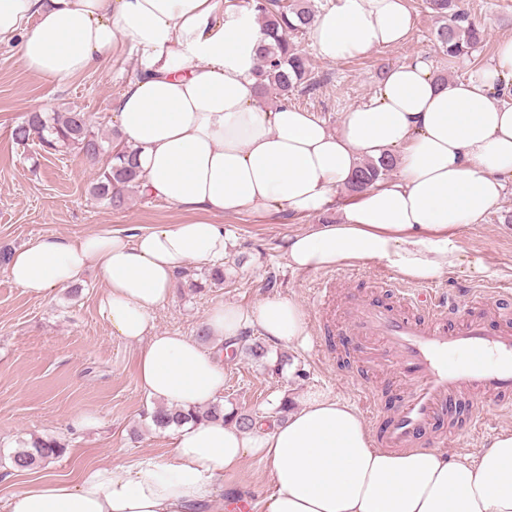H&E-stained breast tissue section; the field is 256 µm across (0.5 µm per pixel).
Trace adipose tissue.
<instances>
[{"mask_svg": "<svg viewBox=\"0 0 512 512\" xmlns=\"http://www.w3.org/2000/svg\"><path fill=\"white\" fill-rule=\"evenodd\" d=\"M413 27L406 0H339L308 37L336 61L404 43ZM122 38L138 52L140 72L113 117L136 151L140 190L190 217L76 239L45 235L14 250L6 271L29 296L46 299L96 270L105 283L99 313L114 336L138 346V383L154 402L223 401L222 358L245 328L278 344L306 343V316L290 298L215 307L209 350L155 331L154 313L190 263L223 266L217 217L324 211L361 160L390 154L397 172L342 206L338 222L288 237L289 267L375 262L420 283L487 274L457 231L512 184V37L499 42L492 64L445 84L422 58L387 71L377 96L332 131L288 103L262 105L264 35L252 10L224 0H0V41H14L25 67L50 81L105 67ZM171 443L168 460L106 463L76 483L44 474L12 492L0 512H202L225 475L256 455L274 484L264 512H512V429L474 457L395 453L373 446L351 404L317 393L295 397L287 418L271 425L189 422Z\"/></svg>", "mask_w": 512, "mask_h": 512, "instance_id": "adipose-tissue-1", "label": "adipose tissue"}]
</instances>
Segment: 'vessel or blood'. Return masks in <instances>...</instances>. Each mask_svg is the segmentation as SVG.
I'll use <instances>...</instances> for the list:
<instances>
[{"label": "vessel or blood", "mask_w": 512, "mask_h": 512, "mask_svg": "<svg viewBox=\"0 0 512 512\" xmlns=\"http://www.w3.org/2000/svg\"><path fill=\"white\" fill-rule=\"evenodd\" d=\"M339 332L372 341L374 358L403 380L400 403L387 418L371 389L354 386L372 407L376 447H416L442 418L483 429L489 410L512 405V318L484 296L462 305L427 287L401 289L394 306L350 297Z\"/></svg>", "instance_id": "b4317fda"}]
</instances>
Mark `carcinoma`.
Segmentation results:
<instances>
[{
    "mask_svg": "<svg viewBox=\"0 0 512 512\" xmlns=\"http://www.w3.org/2000/svg\"><path fill=\"white\" fill-rule=\"evenodd\" d=\"M427 8L441 18L436 40L450 58L467 56L482 43L483 30L464 8L463 0H426ZM252 7L262 23L269 43L260 52L259 72L261 91L273 90L286 98L308 86L312 70L310 60L297 43L291 40L304 34L316 17V10L309 0H253ZM13 139L25 144L36 139L47 152L79 150L85 157L95 159L108 155V163L99 169L91 186L92 196L114 208L123 207L129 194L137 191L136 171L132 150L128 147L107 148L103 137L93 129L85 113L68 111L31 112L14 127ZM396 160L388 156L379 162L367 160L360 163L348 185L349 191L361 193L373 186L395 167ZM224 420L243 430L253 426L256 417L225 412L224 405L212 404L202 409H182L159 405L151 414L153 424L159 429L178 427L191 420ZM65 446L53 437H36L10 456L12 468L28 470L46 465L61 457Z\"/></svg>",
    "mask_w": 512,
    "mask_h": 512,
    "instance_id": "cac0c4a2",
    "label": "carcinoma"
}]
</instances>
